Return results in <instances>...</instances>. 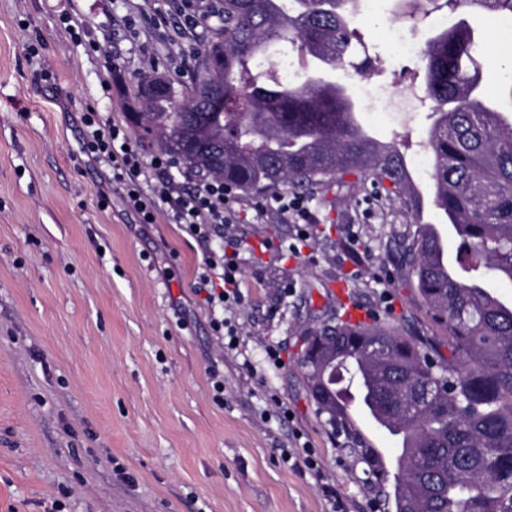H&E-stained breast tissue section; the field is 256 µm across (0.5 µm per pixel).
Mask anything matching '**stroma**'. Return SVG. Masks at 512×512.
Here are the masks:
<instances>
[{
	"label": "stroma",
	"instance_id": "obj_1",
	"mask_svg": "<svg viewBox=\"0 0 512 512\" xmlns=\"http://www.w3.org/2000/svg\"><path fill=\"white\" fill-rule=\"evenodd\" d=\"M441 18L363 0L352 25L364 48L322 71L350 94L372 90L357 103L361 125L398 145L428 198L432 104L414 91ZM445 18L474 28L480 54L512 43L511 26L473 10ZM399 33L414 53H396ZM209 38L204 24L184 32L167 0H0V512H326L325 482L346 512H393L318 413L298 358L303 337L351 303L405 335H440L390 245L412 221L399 201L353 174L305 189L317 220L288 258L279 247L296 225L256 214L257 195L241 193L224 229L249 246L228 353L200 290L205 245L166 212L139 223L111 169L81 149L85 112L128 125L138 78L190 83ZM368 54L377 74L356 67ZM278 403L289 418L273 417ZM301 441L319 474L283 461Z\"/></svg>",
	"mask_w": 512,
	"mask_h": 512
}]
</instances>
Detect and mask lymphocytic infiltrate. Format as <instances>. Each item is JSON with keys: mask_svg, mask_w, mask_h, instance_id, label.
<instances>
[{"mask_svg": "<svg viewBox=\"0 0 512 512\" xmlns=\"http://www.w3.org/2000/svg\"><path fill=\"white\" fill-rule=\"evenodd\" d=\"M82 151L106 162L112 178L124 188L127 206L136 212L141 223L157 220V204H165L170 223L181 225L193 238L207 241L219 234L224 225L237 219V193L232 186L210 178L199 179L193 188L184 190L172 182L168 173L178 165L168 153L144 160L132 145L126 129L118 124L102 127L97 112H85ZM155 178L153 196H146L143 182ZM202 279L208 285L205 301L210 309H227L242 300L241 250H209L204 258Z\"/></svg>", "mask_w": 512, "mask_h": 512, "instance_id": "f902f5d3", "label": "lymphocytic infiltrate"}]
</instances>
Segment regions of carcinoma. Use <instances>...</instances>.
Segmentation results:
<instances>
[{
  "instance_id": "obj_1",
  "label": "carcinoma",
  "mask_w": 512,
  "mask_h": 512,
  "mask_svg": "<svg viewBox=\"0 0 512 512\" xmlns=\"http://www.w3.org/2000/svg\"><path fill=\"white\" fill-rule=\"evenodd\" d=\"M217 26L201 52L191 88L175 79L151 97L134 126L161 141L186 167L242 190L322 185L348 173L390 183L387 193L417 214L405 155L383 151L357 122L344 87L309 76L298 85L278 77L266 57L273 40L299 42L321 64L345 62L354 31L344 16L357 0H215ZM495 19H512V0H446ZM425 91L436 103L426 141L433 159L434 204L460 243L451 263L435 225H409L398 248L428 314L448 336L408 338L377 321L354 331L326 329L323 350L336 353V382L318 411L371 486L395 512H512V303L492 280L512 282V110L483 100L482 60L474 32L439 28L423 50ZM215 92L221 112H201ZM400 440L395 472L356 452L370 447L348 401Z\"/></svg>"
}]
</instances>
